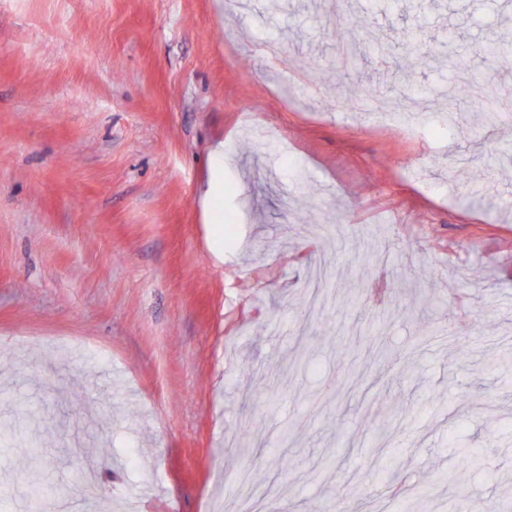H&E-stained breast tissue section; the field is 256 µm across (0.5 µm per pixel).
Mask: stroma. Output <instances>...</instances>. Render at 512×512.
Wrapping results in <instances>:
<instances>
[{
	"mask_svg": "<svg viewBox=\"0 0 512 512\" xmlns=\"http://www.w3.org/2000/svg\"><path fill=\"white\" fill-rule=\"evenodd\" d=\"M504 38L512 0H0V426L70 512L512 498V124L365 96L512 85ZM28 473L0 439L4 512Z\"/></svg>",
	"mask_w": 512,
	"mask_h": 512,
	"instance_id": "obj_1",
	"label": "stroma"
}]
</instances>
